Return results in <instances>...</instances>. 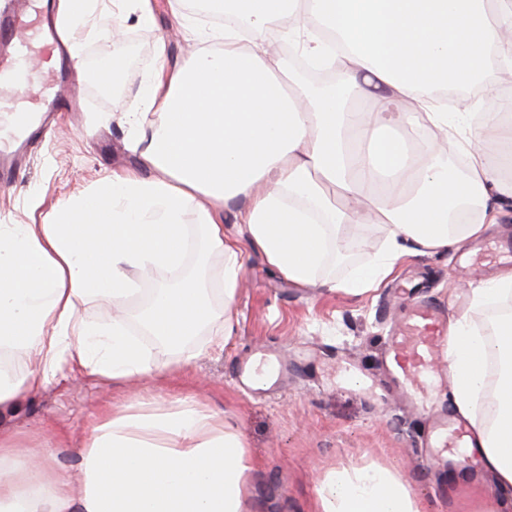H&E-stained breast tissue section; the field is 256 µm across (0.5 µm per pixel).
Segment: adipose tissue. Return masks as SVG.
I'll use <instances>...</instances> for the list:
<instances>
[{
	"label": "adipose tissue",
	"instance_id": "obj_1",
	"mask_svg": "<svg viewBox=\"0 0 512 512\" xmlns=\"http://www.w3.org/2000/svg\"><path fill=\"white\" fill-rule=\"evenodd\" d=\"M230 17L216 51L161 66L126 121L141 165L63 200L49 224H0V352L24 361L0 372V417L20 394L65 369L112 380L162 371L133 338L123 309L140 279L175 273L143 331L180 347L215 317L233 325L244 247L299 286L358 294L391 278L406 257L482 236L512 201V98L474 123L468 89L512 83V0H210ZM279 31L337 82L285 78L267 39ZM465 90L454 111L438 103ZM246 203L245 233H224V209ZM195 215L186 224V212ZM381 224L378 250L348 277H325L348 248V228ZM222 259L223 311L184 271L198 242ZM95 299L114 315L89 323ZM512 308V271L471 291L452 318L448 402L468 418L500 492H512V372L489 377L490 356L512 360V316L480 332L472 311ZM0 512H248L252 459L242 432L188 400L175 412L93 415L81 478L48 454L0 438ZM316 512H421L408 485L368 464L328 469Z\"/></svg>",
	"mask_w": 512,
	"mask_h": 512
}]
</instances>
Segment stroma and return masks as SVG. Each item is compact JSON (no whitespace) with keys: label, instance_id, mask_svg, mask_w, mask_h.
Masks as SVG:
<instances>
[{"label":"stroma","instance_id":"35a3bbf8","mask_svg":"<svg viewBox=\"0 0 512 512\" xmlns=\"http://www.w3.org/2000/svg\"><path fill=\"white\" fill-rule=\"evenodd\" d=\"M173 0H154V21L123 22L120 54L125 65L120 88L111 95L90 94L86 63L101 42L99 25L113 0H91L89 15L75 29L80 45L77 65L68 69V87L79 107L56 114L50 132L29 144L20 172L0 186V224H46L67 197L93 189L106 174L135 167L139 154L122 114L135 103L137 89L160 62L184 66L198 47L213 50L218 41L198 44L192 29H214L215 20L192 17V29L175 24ZM24 24L34 57L26 86L0 88L12 105H30L49 87L50 55L35 36L39 8L26 0ZM457 251L408 259L405 269L423 273L424 291L448 314L468 310L470 290L498 275L489 265L477 271L461 267ZM160 270L141 281L128 301L127 327L139 337L150 361L184 360L173 372L129 381H112L82 370L66 372L44 390L20 395L14 414L0 419V431L15 435L25 448H51L58 471L80 474L78 450L91 414L114 402L129 413L168 412L175 400L189 397L239 426L253 458L248 475L249 512H315V489L334 466L382 464L409 485L422 512H448L436 490L444 478L420 446L428 414L400 393L378 400L383 375L378 356L387 343L396 302L389 283L359 295L327 288H302L269 266L263 254L246 250L235 300L231 336L223 349L211 346L217 325H210L179 350L160 348L143 335L133 313L169 282ZM264 347L288 365L279 388L268 398L252 399L239 390L228 367L241 352Z\"/></svg>","mask_w":512,"mask_h":512}]
</instances>
